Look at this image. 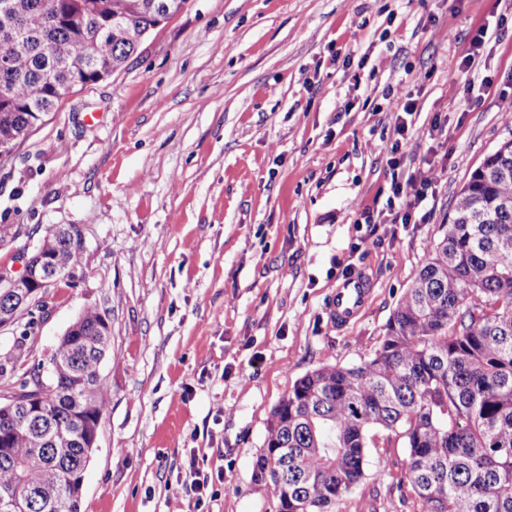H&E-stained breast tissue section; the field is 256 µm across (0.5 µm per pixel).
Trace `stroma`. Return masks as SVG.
<instances>
[{
  "label": "stroma",
  "instance_id": "1",
  "mask_svg": "<svg viewBox=\"0 0 512 512\" xmlns=\"http://www.w3.org/2000/svg\"><path fill=\"white\" fill-rule=\"evenodd\" d=\"M406 91L436 139L399 142L383 104ZM510 111L512 0H187L43 115L0 156V274L20 275L50 225L82 248L74 281L0 328V398L49 378L84 307L106 316L109 407L80 512H275L253 468L272 409L307 372L378 348L456 194L512 140ZM429 164L425 223H356ZM354 272L373 291L339 330L327 300ZM406 462L402 445L371 449L339 512H416Z\"/></svg>",
  "mask_w": 512,
  "mask_h": 512
}]
</instances>
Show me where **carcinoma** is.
I'll list each match as a JSON object with an SVG mask.
<instances>
[{"mask_svg": "<svg viewBox=\"0 0 512 512\" xmlns=\"http://www.w3.org/2000/svg\"><path fill=\"white\" fill-rule=\"evenodd\" d=\"M0 11V146L16 143L76 81L116 71L187 0H10ZM53 266L78 265L81 235L54 225ZM17 307L0 288V313ZM0 403V500L79 512L87 433L108 409L100 367L111 332L95 307ZM401 441L418 512H512V140L455 197L442 239L391 314L374 355L299 378L273 408L257 482L276 512H336L365 476L373 431Z\"/></svg>", "mask_w": 512, "mask_h": 512, "instance_id": "carcinoma-1", "label": "carcinoma"}]
</instances>
